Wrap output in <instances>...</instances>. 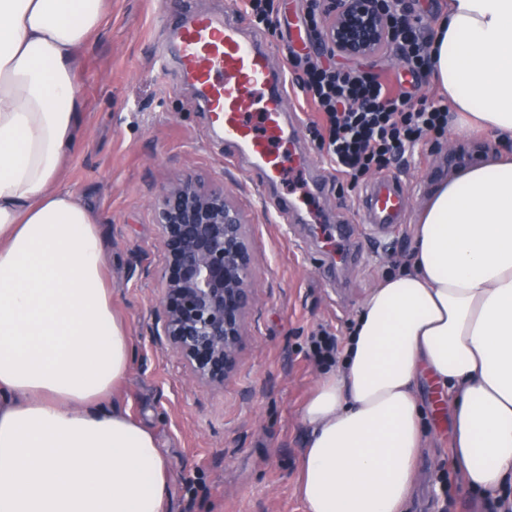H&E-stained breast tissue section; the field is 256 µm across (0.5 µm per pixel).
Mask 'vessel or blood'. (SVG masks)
<instances>
[{
    "label": "vessel or blood",
    "mask_w": 512,
    "mask_h": 512,
    "mask_svg": "<svg viewBox=\"0 0 512 512\" xmlns=\"http://www.w3.org/2000/svg\"><path fill=\"white\" fill-rule=\"evenodd\" d=\"M171 51L223 138L225 154L244 160L261 182L275 183L287 162L281 146L298 130L285 118L287 72L271 68L267 49L232 10L183 15ZM360 204L365 223L392 226L401 223L408 201L399 177L385 175L366 189ZM303 212V199L279 198L270 215L292 224Z\"/></svg>",
    "instance_id": "vessel-or-blood-1"
}]
</instances>
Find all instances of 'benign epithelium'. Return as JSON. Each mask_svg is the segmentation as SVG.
<instances>
[{
    "label": "benign epithelium",
    "instance_id": "7a95c632",
    "mask_svg": "<svg viewBox=\"0 0 512 512\" xmlns=\"http://www.w3.org/2000/svg\"><path fill=\"white\" fill-rule=\"evenodd\" d=\"M388 40L384 0H329L323 41L363 58ZM156 223L166 254L160 306L167 344L197 385L218 386L234 371L254 301L246 224L222 186L180 179L158 195Z\"/></svg>",
    "mask_w": 512,
    "mask_h": 512
}]
</instances>
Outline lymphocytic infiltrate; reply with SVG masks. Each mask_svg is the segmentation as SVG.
<instances>
[{"label": "lymphocytic infiltrate", "instance_id": "f902f5d3", "mask_svg": "<svg viewBox=\"0 0 512 512\" xmlns=\"http://www.w3.org/2000/svg\"><path fill=\"white\" fill-rule=\"evenodd\" d=\"M388 46L410 75L409 87L365 68L339 69L289 50L300 91L317 114L308 130L334 164L336 175L359 185L391 171L424 141L448 129L447 105L419 97L432 68V37L415 10L391 14Z\"/></svg>", "mask_w": 512, "mask_h": 512}]
</instances>
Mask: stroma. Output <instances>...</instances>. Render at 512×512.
<instances>
[{
    "instance_id": "1",
    "label": "stroma",
    "mask_w": 512,
    "mask_h": 512,
    "mask_svg": "<svg viewBox=\"0 0 512 512\" xmlns=\"http://www.w3.org/2000/svg\"><path fill=\"white\" fill-rule=\"evenodd\" d=\"M302 8V0H283L292 44L278 31H258L273 69H282L291 46L348 67L304 36ZM176 19L159 0H108L101 27L77 53L81 105L63 185L99 218L112 307L134 344L115 400L161 441L169 462L167 512H305L295 494L307 439L300 411L326 371L307 360V336L321 326L347 341L369 291L410 259L417 217L408 215L382 243L364 242L356 265L337 262L336 226L359 223L361 188L328 179L311 221L272 223L262 204L270 189L225 159L223 140L208 130L196 91L176 65L155 64ZM500 149L481 132L465 138L449 131L420 146L403 172L411 207L454 170ZM187 174L224 186L252 250L255 299L236 369L219 386L187 384L182 360L160 335L165 254L154 202ZM438 391L421 378L427 449L405 512L444 507L440 479L452 455V412L436 407Z\"/></svg>"
}]
</instances>
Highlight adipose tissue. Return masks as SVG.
Returning a JSON list of instances; mask_svg holds the SVG:
<instances>
[{
	"instance_id": "adipose-tissue-1",
	"label": "adipose tissue",
	"mask_w": 512,
	"mask_h": 512,
	"mask_svg": "<svg viewBox=\"0 0 512 512\" xmlns=\"http://www.w3.org/2000/svg\"><path fill=\"white\" fill-rule=\"evenodd\" d=\"M105 0H0V512H165L153 429L111 405L133 358L103 239L60 189L76 136L78 49ZM433 81L458 115L512 137V0H448ZM411 269L364 300L340 367L301 418L306 512H404L426 437L417 387L453 406L467 487L512 481V155L448 180L417 211Z\"/></svg>"
}]
</instances>
